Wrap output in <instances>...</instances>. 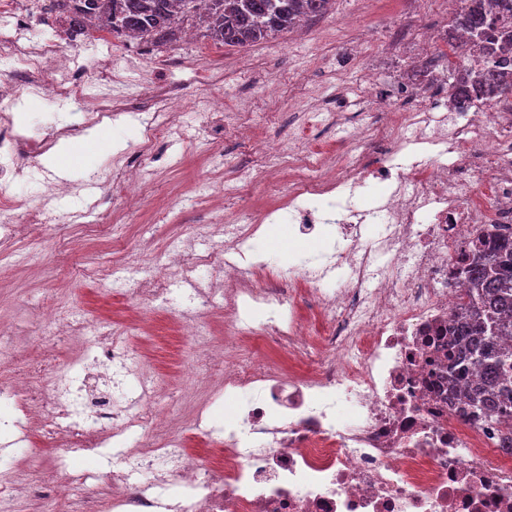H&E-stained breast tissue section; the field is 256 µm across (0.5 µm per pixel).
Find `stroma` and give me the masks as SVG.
<instances>
[{"instance_id": "1", "label": "stroma", "mask_w": 512, "mask_h": 512, "mask_svg": "<svg viewBox=\"0 0 512 512\" xmlns=\"http://www.w3.org/2000/svg\"><path fill=\"white\" fill-rule=\"evenodd\" d=\"M449 21L444 0H335L330 14L307 22L309 36L298 42L286 32L246 47H224L204 37L197 27L193 41L149 52L120 38L92 48L80 56V63L92 71L112 65L120 80L109 89L89 80L85 95L93 99L112 96L124 109L117 120L95 125L98 141L84 135L66 138L80 166L71 175L72 191L57 196L53 208L63 218L84 211L90 199L108 194L106 183H90L89 175L122 163L125 152L140 140V114L152 111L153 96L160 88L176 90L188 111H222L224 135L212 149L224 156V178H232L239 166L253 159L252 145L238 137L234 120L257 99L262 111L273 115L257 128L259 140H275L288 149L301 143L311 151H331L343 158L359 154L364 161H372L371 153L345 142L343 121L391 124L401 112L426 104L437 91L448 90L444 67H436L435 78L418 82L411 69L441 58ZM236 64L251 66L252 79L233 84L211 79L213 70ZM362 72L374 75V83L387 90V111L374 110L371 85L358 78ZM282 80L299 81L300 95L262 100V85ZM416 82L421 85L417 91L412 88ZM1 112L13 113L16 125L29 136L47 134L53 126L74 120L70 107L59 104L46 90H20L0 98ZM208 172L206 156L182 139L169 142L163 160L145 163L143 169L158 195L175 185L190 188ZM206 212V206L199 205L171 218L139 205L116 216L102 209L89 223L63 229L54 224L28 225L16 244L17 252H27L35 238L44 242L46 250L23 266L0 264V322L15 326L20 350L26 353L40 344L32 314L49 303L81 307L116 321L141 317L144 330L130 337L129 343L160 374L159 409L175 412L188 386L184 375L187 348L181 336L167 334L166 324L177 313L180 296L171 295L159 311L151 312L120 291L102 292L95 276L121 265L130 254L160 252L172 237L189 235L193 225L205 223ZM115 219L122 225L119 241L113 240L109 229ZM274 229L279 242L268 241L266 234L258 232L249 239L245 252L247 262L259 263L258 273L266 280L283 278L301 260L318 257L335 237L331 230L305 235L287 223L275 224ZM81 235L87 240L81 253L64 251L63 241Z\"/></svg>"}]
</instances>
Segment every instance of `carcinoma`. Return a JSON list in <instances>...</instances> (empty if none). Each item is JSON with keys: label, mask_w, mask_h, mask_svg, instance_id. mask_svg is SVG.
<instances>
[{"label": "carcinoma", "mask_w": 512, "mask_h": 512, "mask_svg": "<svg viewBox=\"0 0 512 512\" xmlns=\"http://www.w3.org/2000/svg\"><path fill=\"white\" fill-rule=\"evenodd\" d=\"M333 0H51L50 12L67 13L75 25L90 32L102 26L116 38H133L155 47L177 42L183 25L200 21L205 36L222 46L257 43L291 30L301 21L322 16ZM452 26L473 35L480 65L447 64L454 94H480L490 99L512 98V77L495 65L499 44L486 29L512 13V0H463ZM484 255L468 268V300L449 329L460 349L477 354L471 366L480 380L473 397L492 413L512 408V349L497 343L512 336V227H497Z\"/></svg>", "instance_id": "carcinoma-1"}]
</instances>
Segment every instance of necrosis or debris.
I'll use <instances>...</instances> for the list:
<instances>
[{"label": "necrosis or debris", "instance_id": "necrosis-or-debris-1", "mask_svg": "<svg viewBox=\"0 0 512 512\" xmlns=\"http://www.w3.org/2000/svg\"><path fill=\"white\" fill-rule=\"evenodd\" d=\"M35 10L34 0H0V51L15 85L52 88L83 122L34 138L0 113V158L11 160L0 171V261L15 257L23 225L58 221L49 205L54 190L33 205L12 195L14 180L56 135H79L105 118L107 100H89L84 86L92 77L112 80L111 66L89 74L58 39L28 37ZM143 137L152 147L193 138L212 168L224 166L209 151V131L195 127L177 98H157ZM348 137L370 143L375 162L262 145L250 167L225 182L224 203L236 206L257 173L286 167L290 177L277 184L283 206L241 212L235 223L215 214L123 282L144 305L183 286L175 320L191 345L189 365L220 373L237 406L214 462L185 448L157 414L158 374L123 342L135 320L117 326L79 308L46 306L37 313L42 344L22 357L12 327L0 325V355L10 358L0 401L12 408L0 416V512H15L22 497L55 493L20 478L13 463L20 452L29 471L48 461L60 473L67 512H512V450L501 445L512 423L463 405L460 391L477 371L459 379L457 391L448 387V323L464 289V256L492 225L512 223V114L481 97L460 106L446 95L406 112L400 131L356 128ZM370 182L384 184L386 198L359 209L357 195ZM275 219L306 231L335 224L341 240L270 286L236 259L260 224ZM365 221L380 233L365 237ZM339 269L344 284L326 293ZM219 293L230 338L220 350L204 323ZM305 294L320 333L301 315ZM65 336L79 340L72 372L56 362ZM254 336L305 371L285 372L250 345ZM343 407L349 419H341ZM38 431L55 441L51 459L32 446ZM133 431L154 433L151 447H128ZM86 457L112 468L75 470Z\"/></svg>", "mask_w": 512, "mask_h": 512}]
</instances>
